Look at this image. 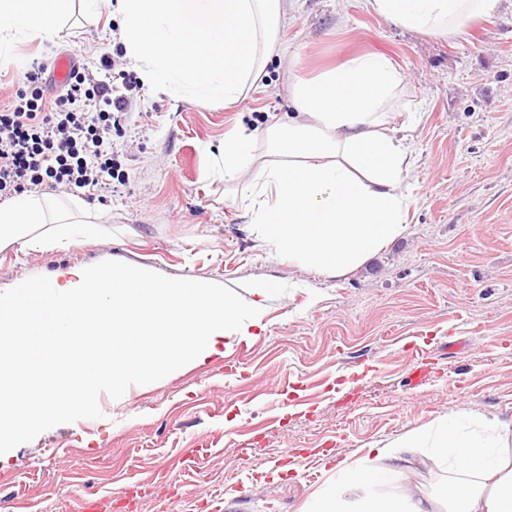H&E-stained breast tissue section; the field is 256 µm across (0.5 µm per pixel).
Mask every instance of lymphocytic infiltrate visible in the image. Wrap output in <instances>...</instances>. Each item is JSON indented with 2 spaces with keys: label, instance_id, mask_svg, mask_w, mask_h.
Returning a JSON list of instances; mask_svg holds the SVG:
<instances>
[{
  "label": "lymphocytic infiltrate",
  "instance_id": "lymphocytic-infiltrate-1",
  "mask_svg": "<svg viewBox=\"0 0 512 512\" xmlns=\"http://www.w3.org/2000/svg\"><path fill=\"white\" fill-rule=\"evenodd\" d=\"M44 67L28 71L27 89L0 113V199L35 189L87 188L111 192L118 159L112 127L126 114L131 74L116 71L110 57L96 68L74 70L53 109L43 104Z\"/></svg>",
  "mask_w": 512,
  "mask_h": 512
}]
</instances>
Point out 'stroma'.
Masks as SVG:
<instances>
[{
  "mask_svg": "<svg viewBox=\"0 0 512 512\" xmlns=\"http://www.w3.org/2000/svg\"><path fill=\"white\" fill-rule=\"evenodd\" d=\"M118 9L74 4L53 47L21 36L0 54V111L32 63H81L124 45ZM284 54L261 90L232 108L174 100L149 83L131 94L112 148L106 201L63 191L98 213L97 242L0 250V290L34 275L116 260L267 298L263 326L201 364L100 395L98 419L55 426L0 455V512H302L337 467L424 431L449 413L512 421V0L463 37L407 31L366 0H297L279 28ZM382 53L404 82L387 108L410 136L406 229L360 266L328 276L258 240L241 200L248 178L216 165L224 134L291 114L294 76ZM425 379L412 381L413 366ZM445 464L405 489L448 504Z\"/></svg>",
  "mask_w": 512,
  "mask_h": 512,
  "instance_id": "stroma-1",
  "label": "stroma"
}]
</instances>
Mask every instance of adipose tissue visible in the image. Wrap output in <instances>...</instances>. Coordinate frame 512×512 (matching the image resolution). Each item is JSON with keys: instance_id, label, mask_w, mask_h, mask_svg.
<instances>
[{"instance_id": "ef3b65f1", "label": "adipose tissue", "mask_w": 512, "mask_h": 512, "mask_svg": "<svg viewBox=\"0 0 512 512\" xmlns=\"http://www.w3.org/2000/svg\"><path fill=\"white\" fill-rule=\"evenodd\" d=\"M499 0H367L375 15L435 37L461 35L493 15ZM72 0H0V51L15 35L54 42ZM122 40L146 81L165 93L232 105L254 90L291 0H119ZM402 75L382 54L364 53L295 79V111L266 131L270 158L257 162L254 136L224 135L228 179L251 175L242 205L258 238L289 262L338 276L405 229L407 137L385 107ZM93 231L84 206L49 212L29 194L0 204V249L81 243ZM423 448L446 463L448 512H512V424L451 414L427 433L368 449L318 491L312 512H436L431 497L404 491Z\"/></svg>"}]
</instances>
